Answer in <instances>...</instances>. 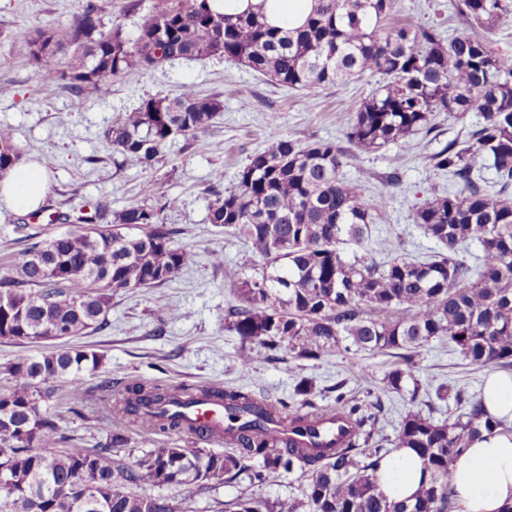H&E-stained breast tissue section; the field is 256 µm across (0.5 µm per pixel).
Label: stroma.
<instances>
[{
	"label": "stroma",
	"mask_w": 512,
	"mask_h": 512,
	"mask_svg": "<svg viewBox=\"0 0 512 512\" xmlns=\"http://www.w3.org/2000/svg\"><path fill=\"white\" fill-rule=\"evenodd\" d=\"M84 0H0V126L10 128L23 158L37 160L48 174L46 196L61 211L91 209L109 204L119 211L132 202L152 204L143 191L154 185L159 192L178 197L179 205L161 212V223L176 232L174 243L194 247L198 257L170 281L157 288L121 290L112 296L107 323L102 328L73 338V345L89 346L102 356L96 371L82 375L85 387L111 382L121 390L135 380L166 387L198 385L255 389L274 398L291 395L300 380H307L321 407L335 404L333 385L346 380L356 396L378 391L390 371L389 359L360 351L350 356L332 353L318 361L294 358L287 351L277 360L255 357L251 368H241L238 336L224 326L230 299L229 286L251 275L255 259L242 241L227 236L210 224L208 204L215 172H223L225 186H233L236 174L249 155L264 148L270 123L289 138L308 143L342 141L343 131L358 102L374 87V79L348 85L310 90H291L267 81L244 67L219 57L175 60L148 69H136L112 83L109 93H87L77 98L55 85L42 83L28 62L27 40L40 27L66 23L82 8ZM401 9L392 23L402 26L433 25L451 34L458 20L448 10V0H400ZM219 97L224 110L210 127L196 137L177 138L162 161L146 168H118L104 130L119 115L152 96L175 97L184 86ZM480 112L439 114L433 135L416 136L411 149L391 144L359 155L345 167L348 178L360 179L365 194L385 195L389 203L374 225L371 240L363 245L340 244L344 257L376 249L378 240L401 238L409 257L424 260L439 249L412 223L415 203L432 194H446L448 178L433 166L431 156L448 140L481 122ZM396 183H387L390 172ZM70 225L49 223L46 218H23L0 203V277L18 258L24 235L38 232L51 237L69 233ZM224 256L215 265L210 251ZM173 312L158 313V303ZM363 368L347 372L350 361ZM486 369L463 365L459 354L444 340L432 341L422 352L417 376L421 383H455L478 394ZM135 454L151 448L210 447L224 452L221 444H207L201 437L155 433L132 423H113ZM241 491L235 482H210L197 486H141L139 495L190 500L194 512H217L221 502Z\"/></svg>",
	"instance_id": "1"
}]
</instances>
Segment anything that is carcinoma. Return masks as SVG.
<instances>
[{"label":"carcinoma","mask_w":512,"mask_h":512,"mask_svg":"<svg viewBox=\"0 0 512 512\" xmlns=\"http://www.w3.org/2000/svg\"><path fill=\"white\" fill-rule=\"evenodd\" d=\"M394 0H317L305 23L288 29L258 13L235 17L214 12L209 0H153L135 38L103 22L104 0H86L66 24L36 30L28 41L29 62L40 80L76 97L108 92L112 79L134 68L175 60L222 57L294 90L330 87L379 77L350 118L342 146L331 140L301 143L270 124L268 145L255 151L224 188L214 174L210 223L239 238L262 260L250 277L231 285L225 327L240 340L239 363L253 353L277 359L287 350L319 361L338 350L388 353L395 367L387 389L420 404L453 396L460 411L452 423L410 411L391 436L378 427L384 405L367 393L361 400L336 382V405L318 407L303 383L294 396L272 402L249 390L135 382L112 394L100 386L99 400L112 417L159 431H184L185 417L170 410L206 400L224 405L229 420L224 442L238 452L204 448H151L127 462L125 438L100 427L90 448L60 451L73 440L56 421L55 389L93 400L81 373L98 368L95 351L62 347L22 356L5 368L12 382L0 392V512H191L188 501L152 498L133 485L202 486L229 479L246 490L224 502V512H448V463L482 431L505 427L488 415L483 399L440 385L435 392L415 376L422 349L436 339L471 364L512 367V57L497 54L488 34L512 14V0H452L459 19L443 38L435 26L412 30L385 26ZM73 48L78 65L60 67L55 58ZM483 114L464 140L448 141L434 157L455 190L411 210V220L441 248L436 258L398 256L404 241L385 238L386 257L347 259L342 241L360 243L372 234L383 196L364 194L343 168L358 151L389 144L412 147L414 136L435 129L436 115ZM223 111L215 96L186 86L174 97H151L121 115L104 132L115 164L147 167L164 156L176 138L208 128ZM20 160L12 131L0 127V180ZM490 169L498 190L483 187L477 169ZM178 198L156 195V204L133 202L107 220L103 204L93 212L57 219L87 225L65 235L34 241L23 250L12 275L0 279V337L25 344L52 338L56 326L70 338L101 328L112 293L156 288L193 263L190 246L174 245V231L159 213ZM471 243L481 255L467 257ZM336 413L357 434L327 441L319 424ZM395 448H413L426 460L430 479L409 503H391L378 492V463ZM309 477L303 498L259 500L248 489L274 473Z\"/></svg>","instance_id":"1"}]
</instances>
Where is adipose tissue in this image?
<instances>
[{"instance_id": "ef3b65f1", "label": "adipose tissue", "mask_w": 512, "mask_h": 512, "mask_svg": "<svg viewBox=\"0 0 512 512\" xmlns=\"http://www.w3.org/2000/svg\"><path fill=\"white\" fill-rule=\"evenodd\" d=\"M213 10L263 12L272 21L301 25L314 0H210ZM47 190L45 168L34 161L18 163L0 179V203L16 211H32ZM485 408L492 417L512 424V374L490 372L483 388ZM380 492L391 501L412 499L430 477L422 457L398 448L376 470ZM448 483L459 512H505L512 505V431L501 428L476 437L467 452L448 465Z\"/></svg>"}]
</instances>
